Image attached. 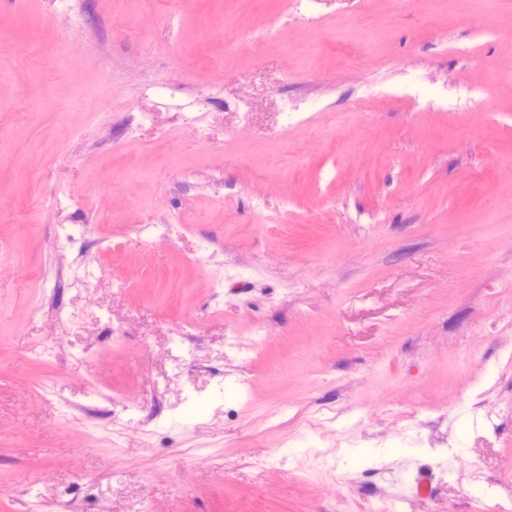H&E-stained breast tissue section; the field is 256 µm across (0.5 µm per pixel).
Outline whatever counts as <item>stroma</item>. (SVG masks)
I'll return each mask as SVG.
<instances>
[{"label":"stroma","instance_id":"stroma-1","mask_svg":"<svg viewBox=\"0 0 512 512\" xmlns=\"http://www.w3.org/2000/svg\"><path fill=\"white\" fill-rule=\"evenodd\" d=\"M59 502L512 512V0H0V512Z\"/></svg>","mask_w":512,"mask_h":512}]
</instances>
